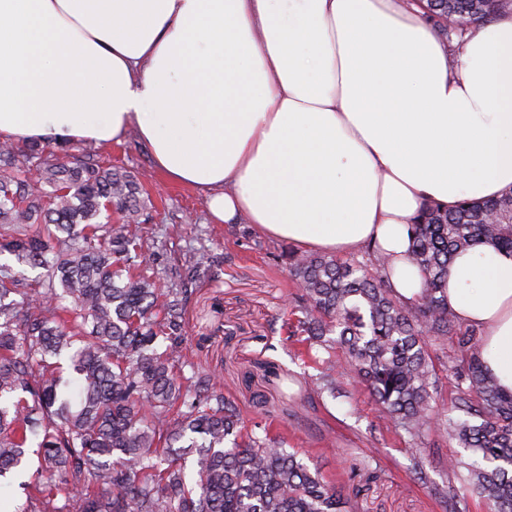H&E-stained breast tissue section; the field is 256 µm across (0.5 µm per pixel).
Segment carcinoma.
<instances>
[{"instance_id": "cac0c4a2", "label": "carcinoma", "mask_w": 512, "mask_h": 512, "mask_svg": "<svg viewBox=\"0 0 512 512\" xmlns=\"http://www.w3.org/2000/svg\"><path fill=\"white\" fill-rule=\"evenodd\" d=\"M419 6L450 49L469 25L512 15V0ZM69 149L0 142V253L44 270L24 292L0 274V480L18 481L19 512H347L342 490L269 424L247 431L216 374L196 365L184 346L188 289L131 273L147 261L138 178L90 148ZM411 239L422 274L413 302L396 295L378 248L348 261L284 253L301 292L295 331L310 348L340 349L313 391L335 394L336 366L349 368L395 429L472 449L448 468L467 469L468 491L491 512H512V392L485 367L480 329L463 326L447 296L456 253L484 244L512 253V191L452 209L427 202ZM450 336L457 408L475 421L432 404L429 346ZM32 455L38 466L26 481ZM193 455L190 478L184 460Z\"/></svg>"}]
</instances>
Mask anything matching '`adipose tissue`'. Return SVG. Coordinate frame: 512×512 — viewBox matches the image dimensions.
<instances>
[{
	"label": "adipose tissue",
	"instance_id": "ef3b65f1",
	"mask_svg": "<svg viewBox=\"0 0 512 512\" xmlns=\"http://www.w3.org/2000/svg\"><path fill=\"white\" fill-rule=\"evenodd\" d=\"M131 129L217 221L377 245L412 299L423 204L512 189V17L452 55L415 0H0L1 140ZM448 306L512 391V254L455 255Z\"/></svg>",
	"mask_w": 512,
	"mask_h": 512
}]
</instances>
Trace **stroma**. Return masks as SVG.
Returning <instances> with one entry per match:
<instances>
[{
	"instance_id": "1",
	"label": "stroma",
	"mask_w": 512,
	"mask_h": 512,
	"mask_svg": "<svg viewBox=\"0 0 512 512\" xmlns=\"http://www.w3.org/2000/svg\"><path fill=\"white\" fill-rule=\"evenodd\" d=\"M97 152L103 164L140 178L148 193L140 233L145 253H156L157 259L143 266L144 274L169 280L185 270L186 256L209 258L210 270L192 283L185 330L195 361L218 373L246 424L256 419V402L265 401L274 431L289 447L304 451L327 480L346 489L353 512H450L434 493L438 487L464 498L467 512H489L467 493V470L447 468L450 457L464 453L456 442L432 432L413 444L346 380L336 395L301 398L300 380L319 377L329 353L317 349L312 359L295 354L299 343L285 321L299 291L281 257L287 242L267 238L244 221L214 223L196 191L170 182L154 167L135 131ZM265 360L281 365L280 381L264 377ZM366 455L374 459L368 472L358 468ZM419 459L430 484L414 478Z\"/></svg>"
}]
</instances>
